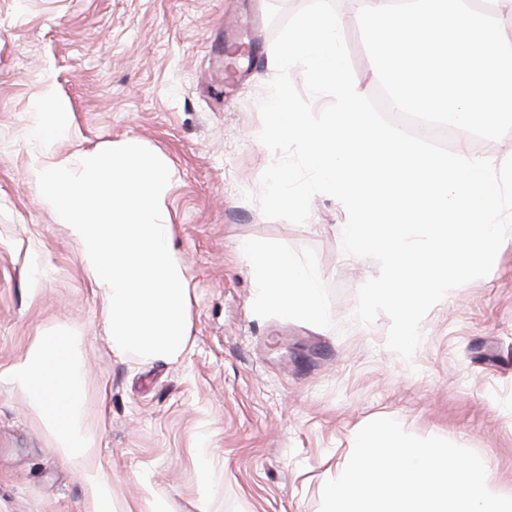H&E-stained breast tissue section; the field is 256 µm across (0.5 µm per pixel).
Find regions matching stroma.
<instances>
[{
  "instance_id": "obj_1",
  "label": "stroma",
  "mask_w": 512,
  "mask_h": 512,
  "mask_svg": "<svg viewBox=\"0 0 512 512\" xmlns=\"http://www.w3.org/2000/svg\"><path fill=\"white\" fill-rule=\"evenodd\" d=\"M272 3L287 16L306 0H0V512H91L7 378L57 329L84 338V420L101 435L118 512L151 492L167 512H320L353 434L382 417L476 451L512 495V244L428 312L411 361L387 348V316L354 320L378 267L343 259V206L315 195L295 225L245 198L274 159L257 108L275 74ZM337 9L355 87L374 94L354 0ZM48 81L72 105L60 153L133 139L170 168L189 293L190 347L177 360L113 354L79 245L27 177L43 153L29 134ZM243 241L320 274L321 323L255 310Z\"/></svg>"
}]
</instances>
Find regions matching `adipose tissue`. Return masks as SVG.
<instances>
[{"instance_id": "obj_1", "label": "adipose tissue", "mask_w": 512, "mask_h": 512, "mask_svg": "<svg viewBox=\"0 0 512 512\" xmlns=\"http://www.w3.org/2000/svg\"><path fill=\"white\" fill-rule=\"evenodd\" d=\"M256 288L261 310L322 320L325 309L319 277L287 252L252 242L239 246ZM83 337L64 330L37 336L24 359L7 376L38 416L50 439L51 451L89 486L93 512H114L108 462L100 450V436L84 421L79 357Z\"/></svg>"}]
</instances>
